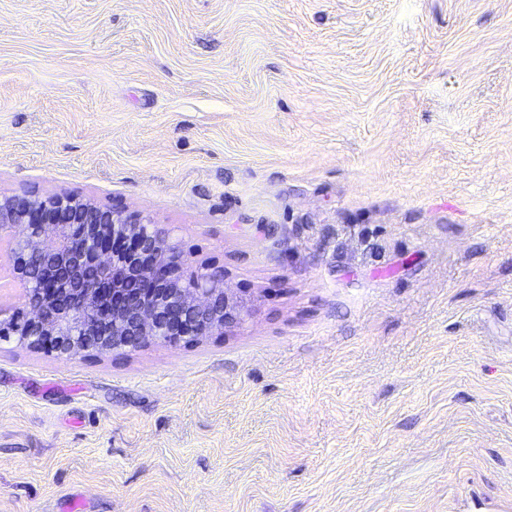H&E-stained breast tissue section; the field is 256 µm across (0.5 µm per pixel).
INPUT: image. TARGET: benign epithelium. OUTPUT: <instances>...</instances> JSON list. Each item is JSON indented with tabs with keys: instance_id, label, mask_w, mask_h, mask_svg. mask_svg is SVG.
Here are the masks:
<instances>
[{
	"instance_id": "benign-epithelium-1",
	"label": "benign epithelium",
	"mask_w": 512,
	"mask_h": 512,
	"mask_svg": "<svg viewBox=\"0 0 512 512\" xmlns=\"http://www.w3.org/2000/svg\"><path fill=\"white\" fill-rule=\"evenodd\" d=\"M187 258L153 224L69 193L0 199V287L22 304L0 342L72 358L176 345L241 319L224 269L185 277Z\"/></svg>"
}]
</instances>
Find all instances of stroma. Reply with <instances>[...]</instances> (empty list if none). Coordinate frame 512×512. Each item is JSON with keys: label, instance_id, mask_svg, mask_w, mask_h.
<instances>
[{"label": "stroma", "instance_id": "stroma-1", "mask_svg": "<svg viewBox=\"0 0 512 512\" xmlns=\"http://www.w3.org/2000/svg\"><path fill=\"white\" fill-rule=\"evenodd\" d=\"M60 192L241 319L0 345V512H512V0H0V198Z\"/></svg>", "mask_w": 512, "mask_h": 512}]
</instances>
